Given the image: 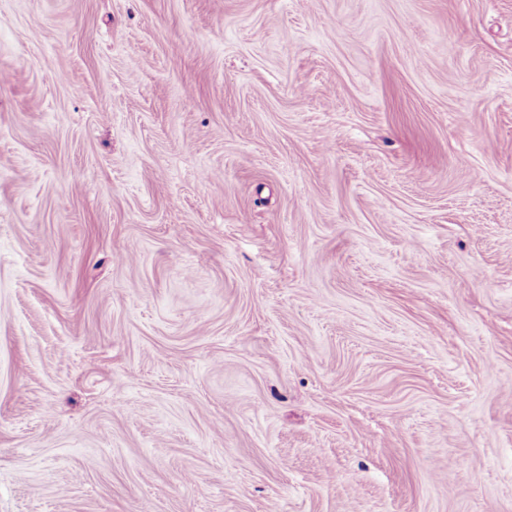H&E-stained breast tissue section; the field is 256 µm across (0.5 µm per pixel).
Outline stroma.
I'll return each instance as SVG.
<instances>
[{
  "label": "stroma",
  "instance_id": "stroma-1",
  "mask_svg": "<svg viewBox=\"0 0 512 512\" xmlns=\"http://www.w3.org/2000/svg\"><path fill=\"white\" fill-rule=\"evenodd\" d=\"M0 512H512V0H0Z\"/></svg>",
  "mask_w": 512,
  "mask_h": 512
}]
</instances>
